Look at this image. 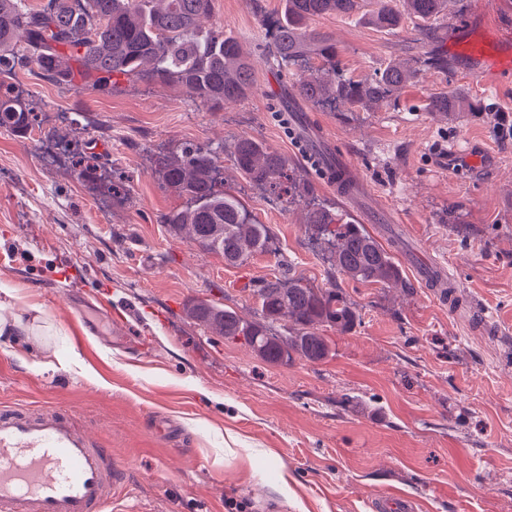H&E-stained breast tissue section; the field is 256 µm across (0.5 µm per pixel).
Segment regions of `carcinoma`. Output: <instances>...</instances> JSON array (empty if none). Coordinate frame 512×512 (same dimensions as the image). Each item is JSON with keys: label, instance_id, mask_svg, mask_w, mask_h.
<instances>
[{"label": "carcinoma", "instance_id": "obj_1", "mask_svg": "<svg viewBox=\"0 0 512 512\" xmlns=\"http://www.w3.org/2000/svg\"><path fill=\"white\" fill-rule=\"evenodd\" d=\"M361 0H286L284 21L277 22L272 40V65L302 62L313 53L336 59V44L309 29L308 22L323 15L349 16ZM411 14L426 22L436 18L447 0H406ZM213 0H48L33 8L25 0H0V77L18 65H36L47 77L68 83L75 77L86 84H105L115 75L172 86L207 106L245 97L253 88V64L240 40L220 32L204 33L201 18L211 13ZM371 22L393 29L400 15L393 0H376ZM411 73L397 64L369 82L336 80L326 72L299 79V93L314 107L338 100L377 104L401 90ZM20 95L0 97V127L27 129L36 115L18 110ZM467 98L433 96L428 109L435 112L470 110ZM236 170L252 182L290 198L311 190L309 183L288 173L287 159L249 138L234 146ZM163 184L190 197L191 205L170 213L166 223L175 231L186 229L203 249L242 265L267 246V228L249 218L233 196L219 193L216 157L202 148H186L181 156L162 164ZM308 223L320 227L332 245L336 269L362 283L396 285L402 282L392 257L359 224L333 223L331 213L313 209ZM260 320L244 322L235 312L210 301L194 305L190 315L227 340L243 337L256 354L274 364L285 363L295 352L310 360L322 359L327 338L318 325H336L346 331L354 314L338 292L310 288L282 275L264 280L253 289ZM287 318L292 336H278L272 326Z\"/></svg>", "mask_w": 512, "mask_h": 512}]
</instances>
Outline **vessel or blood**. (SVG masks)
<instances>
[{
  "mask_svg": "<svg viewBox=\"0 0 512 512\" xmlns=\"http://www.w3.org/2000/svg\"><path fill=\"white\" fill-rule=\"evenodd\" d=\"M112 453L58 411L0 414V512H104Z\"/></svg>",
  "mask_w": 512,
  "mask_h": 512,
  "instance_id": "vessel-or-blood-1",
  "label": "vessel or blood"
}]
</instances>
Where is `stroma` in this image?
Returning <instances> with one entry per match:
<instances>
[{
  "instance_id": "stroma-1",
  "label": "stroma",
  "mask_w": 512,
  "mask_h": 512,
  "mask_svg": "<svg viewBox=\"0 0 512 512\" xmlns=\"http://www.w3.org/2000/svg\"><path fill=\"white\" fill-rule=\"evenodd\" d=\"M285 0H214L203 31L237 37L250 54L248 95L217 109L168 86L118 77L114 88L71 86L33 66L10 82L38 112L23 132L0 127V285L43 335L0 336V407L53 406L129 463L111 512H375L398 488L420 512H512V70L485 86L453 47L512 38V0H448L426 41L418 20L370 24L314 18L335 63L264 61L263 19ZM391 64L414 77L375 105L306 103L299 74L335 70L368 81ZM465 94L473 112L428 111L432 95ZM261 141L309 182L287 200L244 179L240 138ZM212 150L217 189L237 195L270 235L267 251L226 264L166 224L189 204L159 169L184 147ZM480 166L449 168L447 152ZM343 157L364 184L359 207L306 160ZM363 225L403 286L355 281L333 266L311 208ZM459 285L456 307L424 282L432 266ZM342 294L350 330L321 327L329 353L272 365L188 314L207 300L247 321L252 290L282 272ZM112 305L98 329L73 336L72 303Z\"/></svg>"
}]
</instances>
